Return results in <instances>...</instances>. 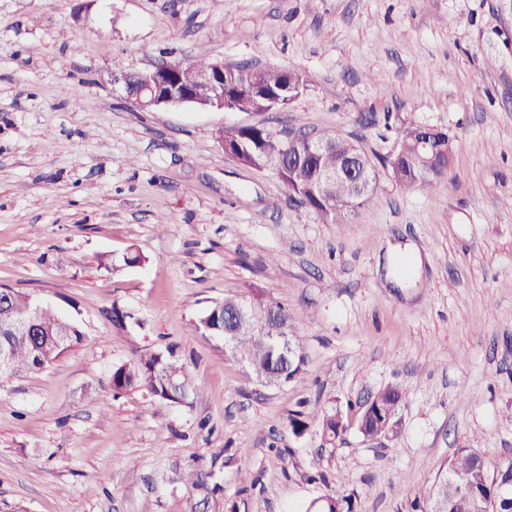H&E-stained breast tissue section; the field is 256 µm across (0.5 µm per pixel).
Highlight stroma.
I'll return each instance as SVG.
<instances>
[{
	"label": "stroma",
	"instance_id": "stroma-1",
	"mask_svg": "<svg viewBox=\"0 0 512 512\" xmlns=\"http://www.w3.org/2000/svg\"><path fill=\"white\" fill-rule=\"evenodd\" d=\"M201 52L304 88L275 112L145 111L114 83ZM245 125L357 141L371 201L322 223L225 156L218 129ZM413 125L453 139L433 197L386 164ZM511 198L512 0H0V287L82 333L0 388V512H305L336 491L413 512L456 449L512 460ZM395 244L422 264L394 282ZM257 290L304 340L301 382L261 386L192 327ZM166 347L192 405L112 393L113 365ZM389 385L393 440L355 410L332 448L289 425Z\"/></svg>",
	"mask_w": 512,
	"mask_h": 512
}]
</instances>
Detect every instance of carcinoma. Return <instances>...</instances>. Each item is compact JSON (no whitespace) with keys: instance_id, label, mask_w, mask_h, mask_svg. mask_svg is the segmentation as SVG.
Segmentation results:
<instances>
[{"instance_id":"carcinoma-1","label":"carcinoma","mask_w":512,"mask_h":512,"mask_svg":"<svg viewBox=\"0 0 512 512\" xmlns=\"http://www.w3.org/2000/svg\"><path fill=\"white\" fill-rule=\"evenodd\" d=\"M253 82L260 91L274 93L280 84L288 81V71L269 67H250ZM224 97L228 107L239 112H261L265 102L252 99L229 84H224ZM325 148L315 159L306 155L295 157L282 169L280 178L286 188L305 200L307 208L314 212L324 224L346 223L345 212L338 204L347 200L359 208L368 203L370 193L358 195L347 182L331 184L324 195H315L311 191V182L316 180L325 169L336 168L341 157L339 146L344 137L336 130H324L318 133ZM234 139L235 160L243 165L262 169L269 165L271 158L281 154L286 139L270 134V130L251 125L244 128L231 127L220 132V138ZM405 145V155L398 165H390L395 181L404 188H418L429 193L439 189L442 179L419 180L416 177L414 150L411 144L400 140ZM28 306V295L11 288H0V333L8 337L12 370L0 371V386L13 375L26 371L37 372L51 366L61 355L82 340V333L67 323L62 317L48 309L43 310L39 330L42 343L36 345L30 337L9 334V326L21 318ZM250 325L267 329L274 323L285 332L294 336L296 356L293 362L280 361L271 351L262 346L261 337L245 329L237 331V345L253 356L252 369L248 374L252 378L268 377L276 381L291 380L299 382L305 371V353L301 337L296 335L288 309L279 302L269 300L261 294L255 295L249 302ZM194 330L209 336L224 335V328L233 326L225 321L223 313L207 310L194 323ZM110 387L114 392L130 390L145 391L159 399L178 403L189 401L201 390L183 363L171 349L152 351L140 355L133 364L123 363L115 366L110 378ZM379 408L362 410L359 423L361 432L378 433L392 439L399 429L392 426L390 412L397 406L405 404V393L398 386H387L378 392ZM315 424L321 432V440L333 445L336 439L347 430L348 419L344 412L324 413L310 416L297 412L290 421L292 431L300 435L307 431L310 424ZM456 466L458 479L487 499L497 498L495 483L486 479L488 467L483 458L473 448H458L450 458ZM319 512H356V498L352 494L329 493L318 506Z\"/></svg>"}]
</instances>
